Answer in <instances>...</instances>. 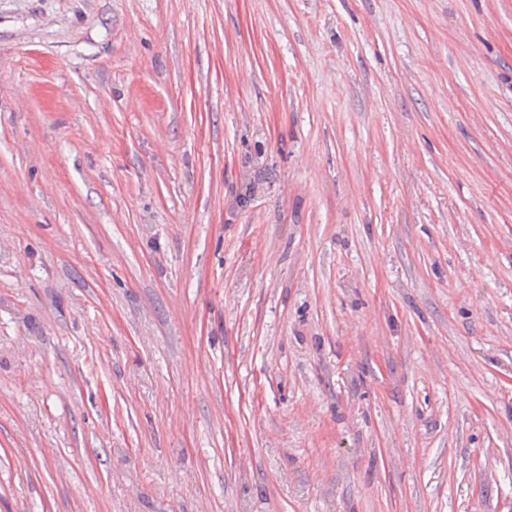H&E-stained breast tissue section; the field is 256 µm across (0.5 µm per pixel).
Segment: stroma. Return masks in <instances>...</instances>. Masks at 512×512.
<instances>
[{
	"label": "stroma",
	"instance_id": "stroma-1",
	"mask_svg": "<svg viewBox=\"0 0 512 512\" xmlns=\"http://www.w3.org/2000/svg\"><path fill=\"white\" fill-rule=\"evenodd\" d=\"M0 512H512V0H0Z\"/></svg>",
	"mask_w": 512,
	"mask_h": 512
}]
</instances>
